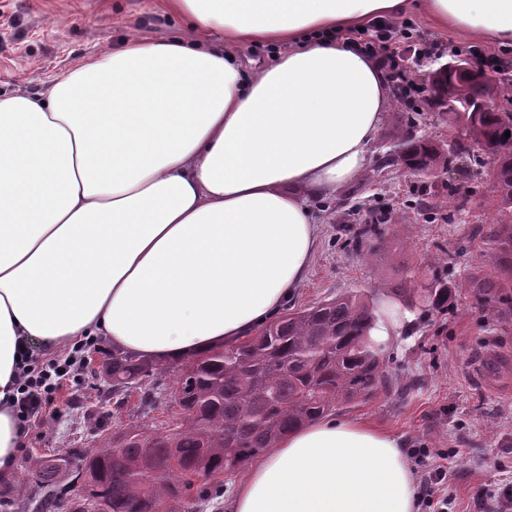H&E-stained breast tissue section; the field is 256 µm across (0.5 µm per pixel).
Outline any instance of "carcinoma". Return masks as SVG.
Returning <instances> with one entry per match:
<instances>
[{
    "instance_id": "1",
    "label": "carcinoma",
    "mask_w": 512,
    "mask_h": 512,
    "mask_svg": "<svg viewBox=\"0 0 512 512\" xmlns=\"http://www.w3.org/2000/svg\"><path fill=\"white\" fill-rule=\"evenodd\" d=\"M445 90L448 111L462 122L465 137L489 146L474 157L492 174L491 192L500 211L512 212V112H475L476 104L500 93L480 72L461 76L451 69L435 76ZM445 160L443 148L414 138L396 144L386 163H400L429 175ZM374 309L358 294H341L286 313L243 342L217 348L173 370L141 356L112 349L105 363L116 408L131 392L153 408L172 390L179 395V422L171 427L131 425L103 435L91 454L72 453L82 480L70 502L90 494L106 512H194L199 503L224 496V475H234L287 433L336 409L391 394L392 376L382 349L369 339ZM36 492L26 483L0 493V512H16L19 499L40 512L58 508L53 482L65 476L53 454L27 459Z\"/></svg>"
}]
</instances>
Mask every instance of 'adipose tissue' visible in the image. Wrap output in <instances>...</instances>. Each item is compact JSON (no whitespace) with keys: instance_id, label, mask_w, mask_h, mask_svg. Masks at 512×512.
Returning <instances> with one entry per match:
<instances>
[{"instance_id":"1","label":"adipose tissue","mask_w":512,"mask_h":512,"mask_svg":"<svg viewBox=\"0 0 512 512\" xmlns=\"http://www.w3.org/2000/svg\"><path fill=\"white\" fill-rule=\"evenodd\" d=\"M200 38L126 34L43 93H0V476L18 471L23 353L105 336L180 363L284 308L319 244L311 199L372 158L388 74L339 39L411 0H160ZM512 44V0H423ZM254 45L274 49L266 63ZM402 435L319 419L282 438L228 512H416Z\"/></svg>"}]
</instances>
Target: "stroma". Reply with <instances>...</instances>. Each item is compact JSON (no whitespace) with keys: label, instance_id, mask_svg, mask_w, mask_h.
Returning <instances> with one entry per match:
<instances>
[{"label":"stroma","instance_id":"35a3bbf8","mask_svg":"<svg viewBox=\"0 0 512 512\" xmlns=\"http://www.w3.org/2000/svg\"><path fill=\"white\" fill-rule=\"evenodd\" d=\"M399 23L405 37L398 52L410 62L423 51L442 64L480 51L512 56L511 46L435 27L418 4ZM131 27L151 38L189 32L187 21L162 13L156 0H0V92L45 91L83 59L111 49ZM410 132L446 148L447 159L433 175L384 164L398 137ZM474 152L452 116L437 112L430 98L408 101L393 90L368 169L336 198L312 203L320 243L293 302L300 309L357 293L410 317L408 331L383 349L396 392L337 415L403 435L416 477L443 463L438 495L447 499L448 512H479L482 490L512 482V288L498 289L486 303L466 287L474 279H500L497 244L512 233V221L499 213ZM374 210L387 221L370 236L364 229ZM413 282L447 287V307L424 310L408 290ZM106 391L104 376L88 372L64 383L45 424L30 426L22 456L94 449L102 426L166 427L178 419L166 402L137 413L134 397L110 411Z\"/></svg>","mask_w":512,"mask_h":512}]
</instances>
